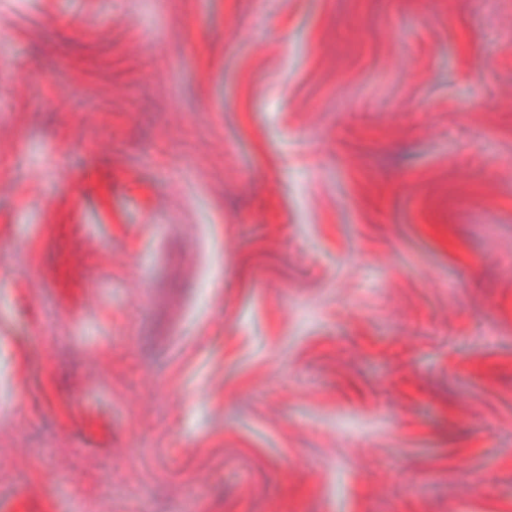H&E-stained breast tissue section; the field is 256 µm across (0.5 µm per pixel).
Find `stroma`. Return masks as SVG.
<instances>
[{"label": "stroma", "instance_id": "1", "mask_svg": "<svg viewBox=\"0 0 512 512\" xmlns=\"http://www.w3.org/2000/svg\"><path fill=\"white\" fill-rule=\"evenodd\" d=\"M0 20V512H512V0Z\"/></svg>", "mask_w": 512, "mask_h": 512}]
</instances>
